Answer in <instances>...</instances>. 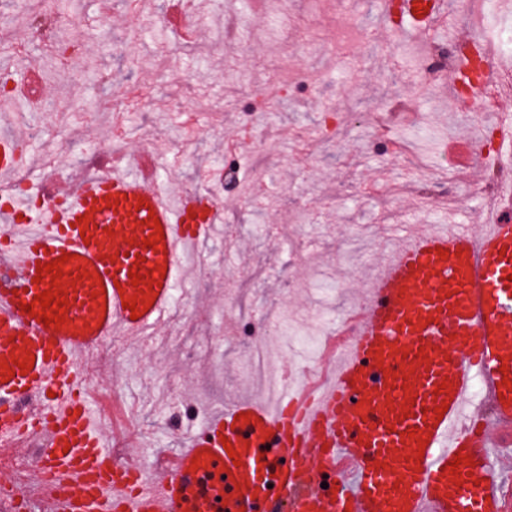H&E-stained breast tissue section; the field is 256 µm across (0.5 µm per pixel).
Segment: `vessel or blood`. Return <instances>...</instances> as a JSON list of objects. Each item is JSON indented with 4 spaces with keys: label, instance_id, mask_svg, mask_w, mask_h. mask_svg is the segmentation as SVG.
Instances as JSON below:
<instances>
[{
    "label": "vessel or blood",
    "instance_id": "vessel-or-blood-1",
    "mask_svg": "<svg viewBox=\"0 0 512 512\" xmlns=\"http://www.w3.org/2000/svg\"><path fill=\"white\" fill-rule=\"evenodd\" d=\"M441 4L407 0L430 28L444 20ZM26 162L18 138H0V177ZM59 195L60 205L34 211L19 198L0 210V457L38 445L28 475L41 494L19 496L22 512H213L217 498L223 512H507L512 217L501 206L512 182L498 186L479 232L452 221L412 227L347 316L331 374L315 384L285 375L274 399L225 403L153 471L106 448L80 356L115 333L143 338L163 319L185 248L223 223V204L208 193L173 202L117 168ZM57 260L66 306L55 328L24 306L51 287L38 266ZM29 355L32 369L8 372ZM458 455L470 465L450 469ZM216 469L220 485L203 493Z\"/></svg>",
    "mask_w": 512,
    "mask_h": 512
}]
</instances>
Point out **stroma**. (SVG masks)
Masks as SVG:
<instances>
[{
	"instance_id": "35a3bbf8",
	"label": "stroma",
	"mask_w": 512,
	"mask_h": 512,
	"mask_svg": "<svg viewBox=\"0 0 512 512\" xmlns=\"http://www.w3.org/2000/svg\"><path fill=\"white\" fill-rule=\"evenodd\" d=\"M204 25L201 55L168 28L167 0H69L79 45L66 64L51 68L48 47L31 46L18 0H0V27L12 32L15 52L0 62H28L39 71L41 98L16 92L0 115H27L41 128L25 147L20 176L38 186L51 171L68 179L90 173L79 144L103 134V147L136 154L142 138L158 152L159 190H190L224 158L228 138L244 132L250 102L276 98L261 113L265 146L251 154L243 183L268 199L254 211L242 193L224 207V223L206 245L205 269L177 282L171 319L150 340L127 347L113 339L118 358L87 357L96 391L111 390L134 416L150 448V462L176 455L199 423L172 428L173 405L211 412L225 397L256 381L249 353L260 336L245 317L278 316V370L301 363L311 337L329 335L355 300L343 281L396 244L412 224L454 220L476 226L493 203L478 194L466 171L441 162L442 139L470 137L474 156L485 146L484 114H467L440 99L417 74L423 27L390 21L385 0H193ZM303 84L283 94L282 85ZM197 107L201 132L188 133L173 100ZM95 112L83 122L78 105ZM333 110L332 137L321 133ZM454 182L453 195L427 187ZM306 243L293 256L297 243Z\"/></svg>"
}]
</instances>
